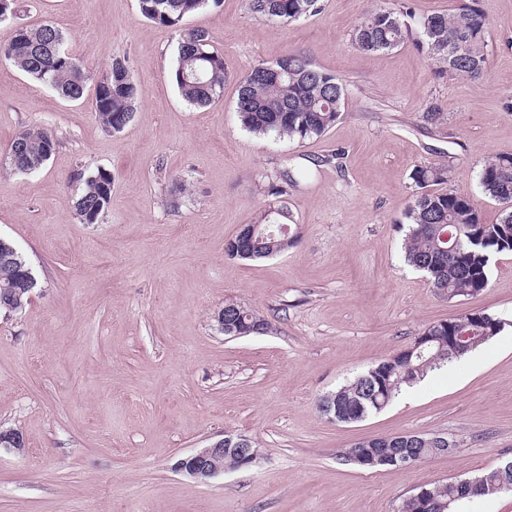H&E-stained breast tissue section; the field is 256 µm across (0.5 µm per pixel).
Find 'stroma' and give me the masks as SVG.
Segmentation results:
<instances>
[{
    "instance_id": "1",
    "label": "stroma",
    "mask_w": 512,
    "mask_h": 512,
    "mask_svg": "<svg viewBox=\"0 0 512 512\" xmlns=\"http://www.w3.org/2000/svg\"><path fill=\"white\" fill-rule=\"evenodd\" d=\"M479 6L488 69L478 86L442 73L414 36L388 52L354 48L372 0H321L291 24L222 0L183 22L207 31L232 73L221 99L194 109L169 79L174 31L139 18L137 0H20L14 24L58 26L94 73L127 57L136 110L107 131L93 90L64 100L0 63V237L37 280L21 313L0 315V426L26 442L22 456L0 447V512H397L420 485L512 459V252L492 257L485 292L451 301L403 253L416 165H447L445 190L471 196L483 223L502 211L479 172L512 153V0ZM297 50L345 85L339 119L304 141L246 131L236 75ZM37 127L59 145L40 170L15 174L10 144ZM100 168L113 176L112 205L86 224L75 174ZM284 170L300 178L286 201L297 247L225 257V241L276 205L264 178ZM228 299L272 331L220 333L213 316ZM475 310L506 325L467 357L362 421L319 412L322 396L429 325ZM228 431L255 443L257 465L206 485L173 472ZM408 432L458 449L375 471L340 458L353 442Z\"/></svg>"
}]
</instances>
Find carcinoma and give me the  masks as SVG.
<instances>
[{"instance_id":"1","label":"carcinoma","mask_w":512,"mask_h":512,"mask_svg":"<svg viewBox=\"0 0 512 512\" xmlns=\"http://www.w3.org/2000/svg\"><path fill=\"white\" fill-rule=\"evenodd\" d=\"M479 0H466L454 13L413 17L410 12L377 6L358 22L352 44L366 52L389 51L403 43L409 32L402 16L414 18L420 43L430 58L442 63L448 75L464 76L480 83L487 69L485 33L487 22ZM319 0H248L250 12L260 18L292 23L318 9ZM221 0H137L141 18L169 27L178 33L173 84L189 105L203 108L224 92L230 71L224 56L211 49L203 29H183V20L193 14L219 7ZM16 66L31 80L50 88L63 99L78 100L90 83H95V110L102 124L112 129L124 127L136 109V87L128 59L114 57L105 75L97 77L84 62L66 48V36L51 23L37 27H14L0 41V61ZM283 68L275 74L259 63L237 76L236 112L241 124L255 134L276 138L313 139L323 136L342 112L346 88L333 74L315 66L306 54L290 52L274 63ZM54 135L42 128L19 133L13 140L8 163L15 174L41 169L56 149ZM84 180L76 200V213L87 224L96 223L112 203V173L98 169ZM411 179L416 199L406 212L404 260L426 273L434 293L446 300L480 294L489 287V263L493 255L512 252V154H499L482 165V191L503 205L498 222L485 224L472 199L452 191L432 187L448 181V168L440 163L414 167ZM296 181L289 173L270 182L268 193L281 198ZM290 220L280 207H270L247 225L245 239L235 237L224 245L231 259L256 261L288 251L298 243V232H279L276 225ZM28 268L22 252L9 240L0 239V313L6 307L3 292L15 271ZM254 322L258 335L269 332V323L250 308L231 300L224 302L225 327L244 328ZM504 328L503 319L485 310L429 325L419 339L420 346L404 357L386 358L371 370L332 392L336 421L353 423L384 410L403 387L421 382L441 364L461 358L448 337L460 333L473 348L485 344ZM369 448H408L416 460L424 462L442 455L428 443H414L402 435H388L355 442L340 458L351 464ZM485 494L509 493L501 486L499 469L480 476ZM471 499L465 486L439 481L414 489L402 501V512H458Z\"/></svg>"}]
</instances>
